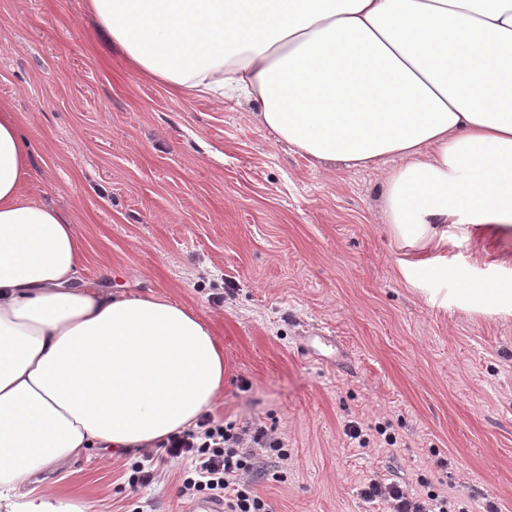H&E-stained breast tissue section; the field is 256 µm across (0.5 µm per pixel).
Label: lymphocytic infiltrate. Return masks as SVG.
Segmentation results:
<instances>
[{"instance_id": "obj_1", "label": "lymphocytic infiltrate", "mask_w": 512, "mask_h": 512, "mask_svg": "<svg viewBox=\"0 0 512 512\" xmlns=\"http://www.w3.org/2000/svg\"><path fill=\"white\" fill-rule=\"evenodd\" d=\"M273 452L277 459L287 460L288 451L282 440L267 430L236 426L234 422H217L203 416L196 429L171 437L159 444L153 455L134 463L128 478L131 487H145L159 476L162 465L174 460H188L179 475L178 494L191 501L210 496L224 501V512H271L246 474L257 465L256 449ZM365 497L384 501L390 512H449L447 496L430 490L412 497L394 482L369 479Z\"/></svg>"}]
</instances>
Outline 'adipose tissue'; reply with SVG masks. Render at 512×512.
<instances>
[{
	"label": "adipose tissue",
	"mask_w": 512,
	"mask_h": 512,
	"mask_svg": "<svg viewBox=\"0 0 512 512\" xmlns=\"http://www.w3.org/2000/svg\"><path fill=\"white\" fill-rule=\"evenodd\" d=\"M99 31L175 93L257 103L314 165L381 171L410 285L449 246L512 227V0H89ZM31 145L0 104V512H89L32 486L89 448L194 428L224 352L192 311L74 286L76 229L24 191ZM470 313L512 315V281L461 279Z\"/></svg>",
	"instance_id": "obj_1"
}]
</instances>
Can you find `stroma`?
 <instances>
[{"label": "stroma", "instance_id": "35a3bbf8", "mask_svg": "<svg viewBox=\"0 0 512 512\" xmlns=\"http://www.w3.org/2000/svg\"><path fill=\"white\" fill-rule=\"evenodd\" d=\"M0 103L32 146L27 194L76 226L78 285L160 296L211 328L224 351L213 417L288 449L255 482L272 512H383L362 495L373 473L411 494L441 479L453 512H512V317L469 313L452 279L447 308L424 302L400 272L380 172L313 166L255 104L145 80L86 0H0ZM447 259L511 280L512 232ZM314 333L339 350H303ZM138 459L91 448L39 483L91 512H184L180 464L127 490Z\"/></svg>", "mask_w": 512, "mask_h": 512}]
</instances>
